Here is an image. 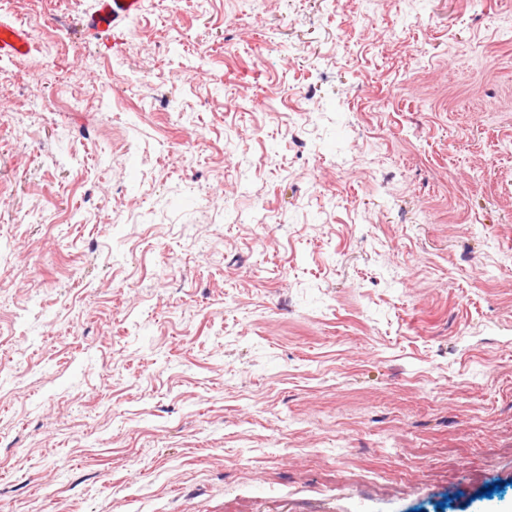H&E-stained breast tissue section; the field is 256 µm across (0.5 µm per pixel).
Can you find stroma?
Masks as SVG:
<instances>
[{
    "label": "stroma",
    "mask_w": 512,
    "mask_h": 512,
    "mask_svg": "<svg viewBox=\"0 0 512 512\" xmlns=\"http://www.w3.org/2000/svg\"><path fill=\"white\" fill-rule=\"evenodd\" d=\"M97 8L0 0V512H512V0ZM143 0H101L99 9L89 21L93 33L114 29L130 20L142 9ZM29 51V35L24 29L0 24V56L22 57Z\"/></svg>",
    "instance_id": "obj_1"
}]
</instances>
